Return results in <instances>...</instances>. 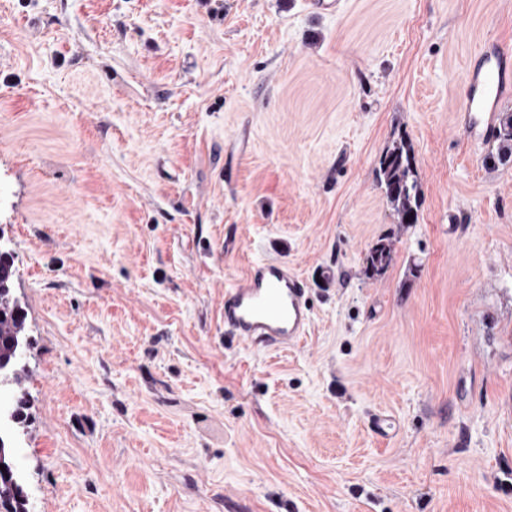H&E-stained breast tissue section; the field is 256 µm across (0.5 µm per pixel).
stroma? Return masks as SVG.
Returning a JSON list of instances; mask_svg holds the SVG:
<instances>
[{"label": "stroma", "instance_id": "1", "mask_svg": "<svg viewBox=\"0 0 512 512\" xmlns=\"http://www.w3.org/2000/svg\"><path fill=\"white\" fill-rule=\"evenodd\" d=\"M492 42L512 0H0L29 512H512V158L456 120ZM258 259L298 347L224 333ZM411 147L395 141L380 160V176L386 197L400 224H416L421 204V189ZM392 262V244L382 240L371 249L367 257L366 273L371 277L381 275L390 267ZM311 322L307 289L286 263L254 261L224 290V333L251 347H293Z\"/></svg>", "mask_w": 512, "mask_h": 512}]
</instances>
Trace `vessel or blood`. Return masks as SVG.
<instances>
[{"instance_id": "b4317fda", "label": "vessel or blood", "mask_w": 512, "mask_h": 512, "mask_svg": "<svg viewBox=\"0 0 512 512\" xmlns=\"http://www.w3.org/2000/svg\"><path fill=\"white\" fill-rule=\"evenodd\" d=\"M512 88V50L482 49L479 64L467 77L460 117L468 138L487 139L495 106ZM312 322V308L302 278L288 264L269 260L251 263L224 291V332L267 350L299 344Z\"/></svg>"}]
</instances>
